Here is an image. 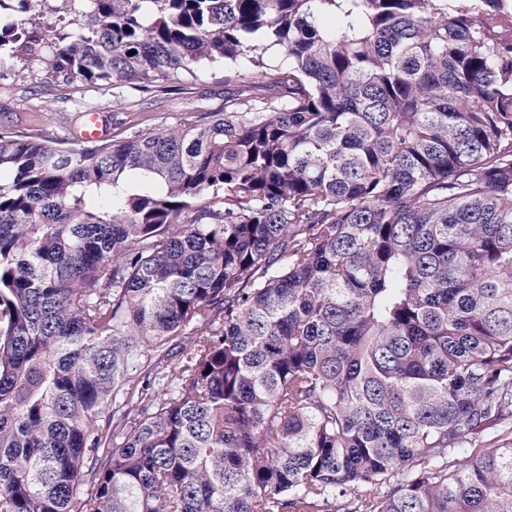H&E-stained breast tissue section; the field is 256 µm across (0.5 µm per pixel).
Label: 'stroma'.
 <instances>
[{"label": "stroma", "instance_id": "1", "mask_svg": "<svg viewBox=\"0 0 512 512\" xmlns=\"http://www.w3.org/2000/svg\"><path fill=\"white\" fill-rule=\"evenodd\" d=\"M96 107L104 122L106 136L134 130L147 131L173 123L198 107L221 108L224 104V72L207 68L201 79L170 96L164 109L153 107L151 99L130 89H104L80 80L70 85L55 82L44 66L0 60V107L16 130H35L45 136H72L78 123L74 100Z\"/></svg>", "mask_w": 512, "mask_h": 512}]
</instances>
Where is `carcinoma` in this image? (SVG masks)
Listing matches in <instances>:
<instances>
[{"instance_id": "cac0c4a2", "label": "carcinoma", "mask_w": 512, "mask_h": 512, "mask_svg": "<svg viewBox=\"0 0 512 512\" xmlns=\"http://www.w3.org/2000/svg\"><path fill=\"white\" fill-rule=\"evenodd\" d=\"M224 109L0 129V512H512V0H0V59Z\"/></svg>"}]
</instances>
